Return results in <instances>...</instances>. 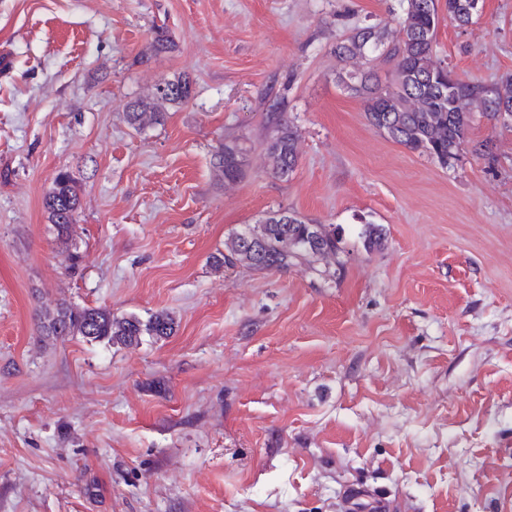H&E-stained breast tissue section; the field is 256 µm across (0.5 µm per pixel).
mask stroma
Returning <instances> with one entry per match:
<instances>
[{"instance_id":"stroma-1","label":"stroma","mask_w":512,"mask_h":512,"mask_svg":"<svg viewBox=\"0 0 512 512\" xmlns=\"http://www.w3.org/2000/svg\"><path fill=\"white\" fill-rule=\"evenodd\" d=\"M400 14L0 0V512H343L354 484L389 512H512V121L474 111L448 168L370 127L334 48ZM160 28L173 45L150 51ZM433 51L466 81L512 76V0L441 21ZM178 76L191 100L130 127L129 104ZM274 117L299 135L286 178ZM234 137L248 154L228 183L212 153ZM62 171L74 274L42 207ZM275 211L341 228L337 259L212 267ZM59 300L176 330L48 340ZM266 150L273 173L280 178L288 177L298 162L297 131L287 121L278 119Z\"/></svg>"}]
</instances>
